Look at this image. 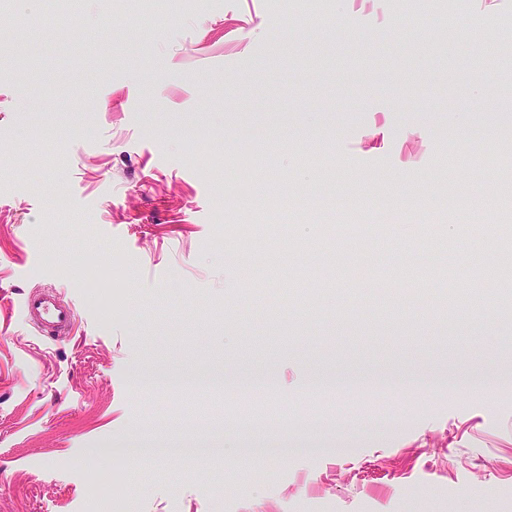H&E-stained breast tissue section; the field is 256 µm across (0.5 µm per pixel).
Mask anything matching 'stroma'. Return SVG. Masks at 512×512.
Wrapping results in <instances>:
<instances>
[{
	"label": "stroma",
	"mask_w": 512,
	"mask_h": 512,
	"mask_svg": "<svg viewBox=\"0 0 512 512\" xmlns=\"http://www.w3.org/2000/svg\"><path fill=\"white\" fill-rule=\"evenodd\" d=\"M45 8L0 5V512H512V172L470 177L512 154V0ZM21 315L44 336L69 335L77 321L75 308L54 291L28 294L21 304Z\"/></svg>",
	"instance_id": "obj_1"
}]
</instances>
